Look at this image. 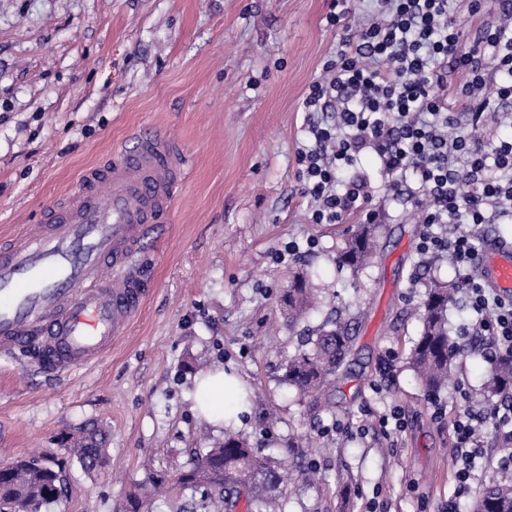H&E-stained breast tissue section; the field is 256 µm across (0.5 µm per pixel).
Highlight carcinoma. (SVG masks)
<instances>
[{
    "instance_id": "1",
    "label": "carcinoma",
    "mask_w": 512,
    "mask_h": 512,
    "mask_svg": "<svg viewBox=\"0 0 512 512\" xmlns=\"http://www.w3.org/2000/svg\"><path fill=\"white\" fill-rule=\"evenodd\" d=\"M378 225L360 224L336 255V264L355 272L366 268L376 256ZM458 289L432 280L426 285L420 305V336L410 349L409 365L425 390L436 394L448 387L451 361L458 346L448 331V305ZM317 295L309 277L293 280L284 296L288 322L298 324L313 309ZM353 336L348 325L336 321L305 337L301 349L288 358L282 380L301 396L315 398L336 376L349 350ZM490 388L494 395L512 398V357L490 362ZM69 453L86 470L103 465L105 449L92 432L73 443ZM165 484L194 492L203 485L215 492L212 506L217 512H236L244 502L247 512H278L285 477L280 464L253 453L234 432L224 429V441L175 470L157 474L149 484L130 493L124 512H140L144 500ZM58 471L37 468L33 460H17L0 468V506L6 512H45L58 500ZM473 512H512V482L495 483L477 497Z\"/></svg>"
}]
</instances>
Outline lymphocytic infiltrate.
<instances>
[{
	"label": "lymphocytic infiltrate",
	"instance_id": "f902f5d3",
	"mask_svg": "<svg viewBox=\"0 0 512 512\" xmlns=\"http://www.w3.org/2000/svg\"><path fill=\"white\" fill-rule=\"evenodd\" d=\"M476 31L463 29L449 0H376L360 27L350 24L351 0H331L326 19L342 38L324 76L303 99L312 143L299 151L300 193L311 201L314 224L350 217L372 224L374 188L362 175L339 182L361 153L374 152L387 175L386 190L421 207L428 227L421 254L449 253L468 284L474 330L512 354V301L473 276L475 228L512 220V139L476 137L490 119L512 122V0H497L485 21V0H463ZM468 80L452 86L449 71ZM463 103L454 111L449 98ZM455 225L453 238L437 232ZM458 467L455 481L468 488L483 455L481 413L457 412L450 421Z\"/></svg>",
	"mask_w": 512,
	"mask_h": 512
}]
</instances>
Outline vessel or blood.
Wrapping results in <instances>:
<instances>
[{"mask_svg": "<svg viewBox=\"0 0 512 512\" xmlns=\"http://www.w3.org/2000/svg\"><path fill=\"white\" fill-rule=\"evenodd\" d=\"M191 166L158 133L86 169L80 189L0 246V354L37 342L39 369L60 376L97 361L141 308L134 258L171 210ZM484 287L512 299V245L475 259Z\"/></svg>", "mask_w": 512, "mask_h": 512, "instance_id": "b4317fda", "label": "vessel or blood"}]
</instances>
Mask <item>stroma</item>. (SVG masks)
I'll return each instance as SVG.
<instances>
[{
  "label": "stroma",
  "instance_id": "1",
  "mask_svg": "<svg viewBox=\"0 0 512 512\" xmlns=\"http://www.w3.org/2000/svg\"><path fill=\"white\" fill-rule=\"evenodd\" d=\"M331 0H0V237L40 223L81 173L130 150L137 132L167 133L194 165L161 236L138 254L141 310L96 364L62 376L32 357L0 356V465L38 457L66 471L50 512H118L126 493L223 439L195 409L194 378L238 377L250 410L236 430L257 455L286 459L282 512H470L499 464L493 420L482 427L477 478L458 492L449 420L488 400L487 340L464 330L466 298L448 308L461 352L455 381L427 394L407 364L431 280L462 271L419 252L426 227L404 197L378 193V258L338 268L356 229L313 224L297 153L309 142L302 101L336 50ZM314 247H306V240ZM300 251L279 261L288 242ZM300 272L326 284L290 326L281 297ZM348 320L350 353L318 404L283 385L304 331ZM397 410L401 432L381 418ZM101 428L106 461L84 472L68 451ZM315 469L319 481L302 483Z\"/></svg>",
  "mask_w": 512,
  "mask_h": 512
}]
</instances>
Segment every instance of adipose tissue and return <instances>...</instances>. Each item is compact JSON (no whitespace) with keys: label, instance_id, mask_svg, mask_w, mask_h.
Wrapping results in <instances>:
<instances>
[{"label":"adipose tissue","instance_id":"adipose-tissue-1","mask_svg":"<svg viewBox=\"0 0 512 512\" xmlns=\"http://www.w3.org/2000/svg\"><path fill=\"white\" fill-rule=\"evenodd\" d=\"M200 399L197 412L215 427H223L227 413L247 411L248 404L240 397L241 387L233 376L222 369L202 373L198 380Z\"/></svg>","mask_w":512,"mask_h":512}]
</instances>
